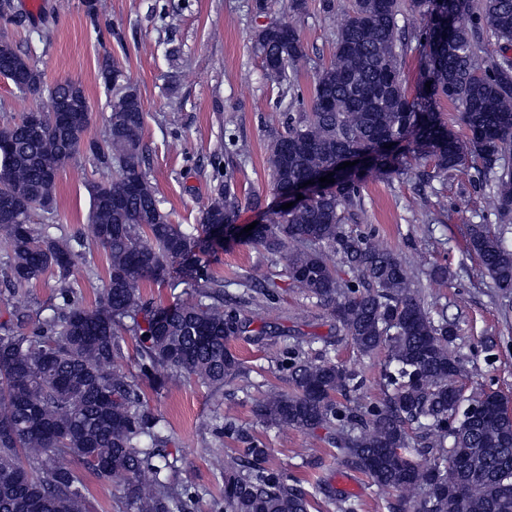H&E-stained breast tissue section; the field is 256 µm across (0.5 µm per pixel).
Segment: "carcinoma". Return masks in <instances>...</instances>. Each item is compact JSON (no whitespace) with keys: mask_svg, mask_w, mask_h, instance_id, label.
<instances>
[{"mask_svg":"<svg viewBox=\"0 0 512 512\" xmlns=\"http://www.w3.org/2000/svg\"><path fill=\"white\" fill-rule=\"evenodd\" d=\"M328 65L313 77L310 100L296 83L305 55L299 30L279 22L262 27L255 45L267 78L281 86L289 108L282 132L271 134L268 164L276 192L301 185L340 165L345 150L373 154L372 169L390 179L414 161L448 177L469 167L491 178L488 208L512 213V59L483 52L466 23L476 17L504 47L512 46V0H413L423 23L409 34L398 25L401 0H349ZM424 58V81L408 93L402 64L408 51ZM100 77L112 92L107 139L89 125L67 126L46 113L39 127L27 116L0 126L11 150L0 152V281L16 292L48 274L72 275L78 249L92 244L108 259L92 305L71 288L59 290L49 317L9 313L0 323V512H87L85 473L112 481L131 512H189L194 477L177 469L141 380L170 389L195 379L220 389L243 373L231 341L241 333L242 306L252 293L273 299L276 284L239 282L226 304L196 250L225 224L237 222L241 202L220 182L189 231L162 212L143 160L145 112L139 90L111 58ZM0 77L45 91L42 71L0 28ZM56 94L88 102L71 79ZM461 109L465 134L442 124L438 102ZM310 111L305 112L303 108ZM392 148H387V145ZM85 153L96 160L89 186L91 239L53 238L34 227L37 211L53 212L56 179L48 176ZM362 178L339 172L336 186L309 202L274 210L247 238L252 248L284 267L290 287L323 308L336 332L366 357L383 350L381 398L351 402L359 374L329 358L309 360L288 350L291 391L268 388L255 415L268 427L329 437L336 461L395 493L390 512H512V415L474 411L491 393L464 397L463 362L454 355L456 324L419 288L416 271L374 236L346 224L361 200ZM504 230L468 226V252L502 297L512 295V246ZM339 257V274L327 254ZM176 273L188 297L165 306L144 298L149 283ZM135 341L133 374L119 362L124 334ZM421 429L417 444L406 427ZM429 457L422 464L419 457ZM267 448L249 439L245 456L221 472L223 495L213 512H308L312 494L266 465Z\"/></svg>","mask_w":512,"mask_h":512,"instance_id":"cac0c4a2","label":"carcinoma"}]
</instances>
